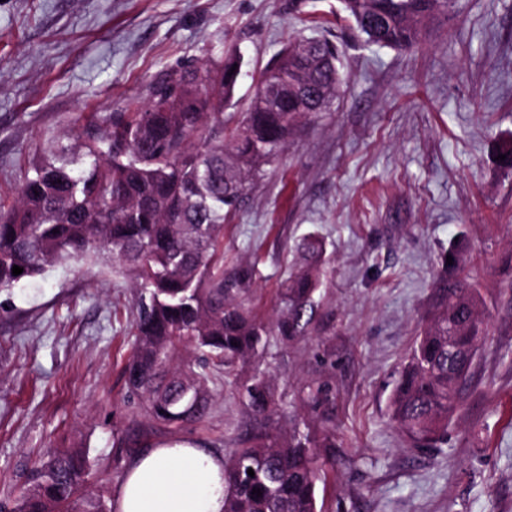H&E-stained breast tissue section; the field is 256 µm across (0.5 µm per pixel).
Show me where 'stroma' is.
Segmentation results:
<instances>
[{
  "label": "stroma",
  "mask_w": 512,
  "mask_h": 512,
  "mask_svg": "<svg viewBox=\"0 0 512 512\" xmlns=\"http://www.w3.org/2000/svg\"><path fill=\"white\" fill-rule=\"evenodd\" d=\"M337 0H0V197L31 162L71 151L85 125L147 99L182 64L242 58L225 113L246 111L254 79L288 41L326 37L346 82L301 124L224 223V267L257 262L248 295L261 319L322 240L328 273L312 332L272 342L232 377L208 368L199 421L154 424L125 385L136 290L109 261L70 262L0 290V504L33 463L80 448L85 493L111 498L130 459L175 440L223 454L310 419L302 387L326 385L331 422L313 432L324 512H512V0H460L411 50L367 47ZM458 250L488 315L462 413L437 447L389 419V396ZM265 371L276 412L254 416L235 385Z\"/></svg>",
  "instance_id": "stroma-1"
}]
</instances>
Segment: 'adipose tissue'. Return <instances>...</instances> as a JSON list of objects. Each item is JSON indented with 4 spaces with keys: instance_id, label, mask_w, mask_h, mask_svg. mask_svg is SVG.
<instances>
[{
    "instance_id": "1",
    "label": "adipose tissue",
    "mask_w": 512,
    "mask_h": 512,
    "mask_svg": "<svg viewBox=\"0 0 512 512\" xmlns=\"http://www.w3.org/2000/svg\"><path fill=\"white\" fill-rule=\"evenodd\" d=\"M114 512H224V458L186 444L134 458L114 494Z\"/></svg>"
}]
</instances>
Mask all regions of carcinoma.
Returning a JSON list of instances; mask_svg holds the SVG:
<instances>
[{"instance_id":"cac0c4a2","label":"carcinoma","mask_w":512,"mask_h":512,"mask_svg":"<svg viewBox=\"0 0 512 512\" xmlns=\"http://www.w3.org/2000/svg\"><path fill=\"white\" fill-rule=\"evenodd\" d=\"M340 3L366 43L407 50L420 45L428 23L453 17L458 0ZM336 52L327 38L285 45L255 79L256 88L271 87L274 95H253L231 128L224 126V102L237 86L240 58L174 68L149 86L148 104L131 99L87 127L76 150L45 153L17 197L0 199V290L67 261L109 259L135 277L137 290L128 390L146 399L147 414L161 424L203 419L209 395L201 375L191 362L172 369L181 349L193 348L204 367L228 370L240 359L264 358L273 339H304L315 321L322 243L303 239L301 264L264 321L244 298L256 266L224 275V220L298 124L317 119L336 97L345 80L330 64ZM15 265L22 274L12 275ZM485 339L476 289L455 282L441 288L389 400L390 419L410 442L436 444L459 417L460 392ZM237 394L259 416L276 406L261 371ZM315 447L310 428L297 426L236 449L224 459V512H320ZM87 471L81 450L49 452L11 512H111L103 499L80 494Z\"/></svg>"}]
</instances>
